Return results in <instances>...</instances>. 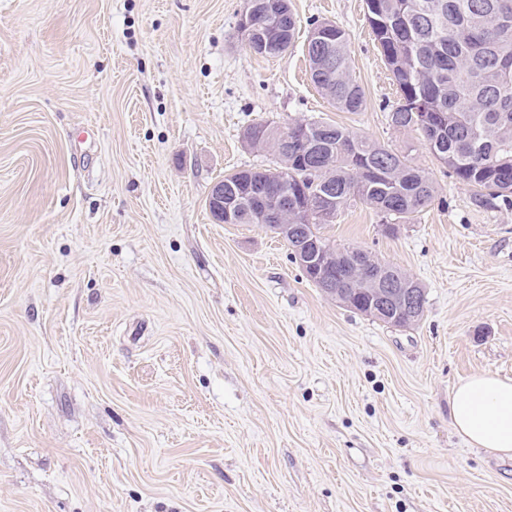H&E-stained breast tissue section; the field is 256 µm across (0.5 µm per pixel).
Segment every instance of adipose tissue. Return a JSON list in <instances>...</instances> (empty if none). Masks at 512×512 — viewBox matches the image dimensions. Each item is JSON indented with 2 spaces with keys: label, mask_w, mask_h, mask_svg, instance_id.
Wrapping results in <instances>:
<instances>
[{
  "label": "adipose tissue",
  "mask_w": 512,
  "mask_h": 512,
  "mask_svg": "<svg viewBox=\"0 0 512 512\" xmlns=\"http://www.w3.org/2000/svg\"><path fill=\"white\" fill-rule=\"evenodd\" d=\"M449 416L473 447L512 457V379L491 372L466 377L454 389Z\"/></svg>",
  "instance_id": "1"
}]
</instances>
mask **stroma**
<instances>
[{
  "label": "stroma",
  "mask_w": 512,
  "mask_h": 512,
  "mask_svg": "<svg viewBox=\"0 0 512 512\" xmlns=\"http://www.w3.org/2000/svg\"><path fill=\"white\" fill-rule=\"evenodd\" d=\"M290 3L301 37L264 58L243 0H0V512H512V458L448 407L472 373L512 378V206L390 125L364 0ZM316 21L349 33L361 111L312 84ZM300 119L433 179L395 235L359 202L323 228L423 286L411 327L212 220L215 182L275 163L246 127Z\"/></svg>",
  "instance_id": "obj_1"
}]
</instances>
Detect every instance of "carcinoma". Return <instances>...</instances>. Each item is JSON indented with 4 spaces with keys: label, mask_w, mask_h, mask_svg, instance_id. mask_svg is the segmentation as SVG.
Wrapping results in <instances>:
<instances>
[{
    "label": "carcinoma",
    "mask_w": 512,
    "mask_h": 512,
    "mask_svg": "<svg viewBox=\"0 0 512 512\" xmlns=\"http://www.w3.org/2000/svg\"><path fill=\"white\" fill-rule=\"evenodd\" d=\"M252 14L241 31L254 54L278 57L298 35L288 0H244ZM365 17L394 84L393 127L421 133L448 174L475 200L512 204V0H365ZM311 81L341 112H358L364 92L351 74L349 34L333 22L312 24L306 36ZM311 149L281 143L284 130L268 123L244 132L249 146L272 149L273 169L224 177V187L264 186L288 171V187L336 195V209L314 205L299 224L316 232L349 201L371 206L384 224H408L435 199L434 183L407 156L347 129L303 121Z\"/></svg>",
    "instance_id": "cac0c4a2"
}]
</instances>
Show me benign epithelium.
I'll return each mask as SVG.
<instances>
[{
  "label": "benign epithelium",
  "instance_id": "obj_1",
  "mask_svg": "<svg viewBox=\"0 0 512 512\" xmlns=\"http://www.w3.org/2000/svg\"><path fill=\"white\" fill-rule=\"evenodd\" d=\"M288 198V179L282 177L274 183L268 193L257 194L251 191L238 192L227 198L224 194V184L217 182L213 185L207 200V206L213 220L218 224L235 222L237 212L241 208L256 209L262 226L282 239L293 237L300 229L298 224L288 223V206L284 199ZM365 254L352 250L340 253V260L350 271L351 277L361 281L365 276ZM335 258L330 245L325 242H313V248L297 250V263L305 276L314 282L329 297L334 299L352 300L356 296L354 288H339L328 273V264ZM372 287L378 290L377 298L370 303L367 310L386 319L398 320L404 318L412 323L419 312L418 292L403 284L388 282L382 279L381 272L374 271L369 276Z\"/></svg>",
  "mask_w": 512,
  "mask_h": 512
}]
</instances>
